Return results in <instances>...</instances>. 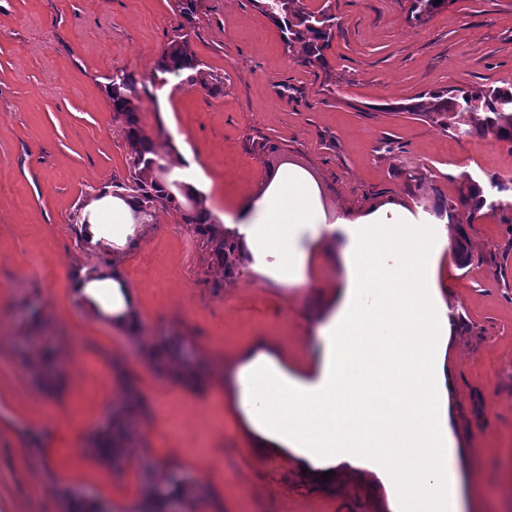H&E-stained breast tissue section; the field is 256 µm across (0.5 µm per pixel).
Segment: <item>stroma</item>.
<instances>
[{"mask_svg":"<svg viewBox=\"0 0 512 512\" xmlns=\"http://www.w3.org/2000/svg\"><path fill=\"white\" fill-rule=\"evenodd\" d=\"M302 3L336 19L317 64L255 0H204L191 47L224 82L212 96L151 79L172 0H0V512H374L359 484L314 489L293 461L250 454L226 392L173 371L206 381L258 336L315 360V282L225 273L172 210L118 257L68 221L128 176L105 90L116 68L158 152L192 154L217 219L285 159L314 172L336 219L394 199L434 220L467 180L512 178V143L407 110L429 90L512 86V0H452L419 26L410 0ZM448 232L456 466L467 512H512V204L458 211ZM109 265L139 297L142 336L69 288Z\"/></svg>","mask_w":512,"mask_h":512,"instance_id":"1","label":"stroma"}]
</instances>
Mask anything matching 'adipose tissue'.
I'll list each match as a JSON object with an SVG mask.
<instances>
[{"label": "adipose tissue", "mask_w": 512, "mask_h": 512, "mask_svg": "<svg viewBox=\"0 0 512 512\" xmlns=\"http://www.w3.org/2000/svg\"><path fill=\"white\" fill-rule=\"evenodd\" d=\"M135 208L101 190L77 231L120 253L138 242ZM223 221L238 258L272 285L306 282L319 256L345 270L343 285H320L330 308L314 369H289L263 340L228 361L225 384L251 451L292 456L302 483L328 491L366 482L384 512H462L454 378L444 364L451 329L438 287L444 224L393 203L330 220L317 178L295 163L270 168L262 190ZM71 289L113 327L141 333L137 297L116 269L76 278Z\"/></svg>", "instance_id": "1"}]
</instances>
